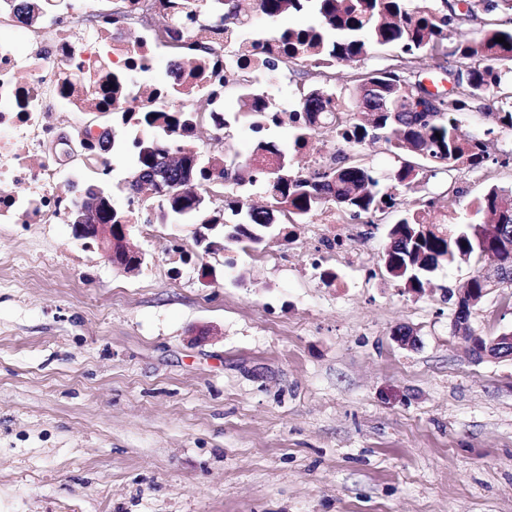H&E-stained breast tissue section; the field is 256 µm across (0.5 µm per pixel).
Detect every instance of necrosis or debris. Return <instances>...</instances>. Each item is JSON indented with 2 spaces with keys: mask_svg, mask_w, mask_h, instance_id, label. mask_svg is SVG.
<instances>
[{
  "mask_svg": "<svg viewBox=\"0 0 512 512\" xmlns=\"http://www.w3.org/2000/svg\"><path fill=\"white\" fill-rule=\"evenodd\" d=\"M143 0H52L35 24L0 26V224H62L74 201L69 187L77 183L73 154L96 158V130L78 124L83 112L106 118L109 127L133 126L143 112H166L174 92L185 95L183 111L193 100L206 102L215 130L224 128V78L244 76L251 89L243 103L253 136L279 123L302 118L287 99L275 96L278 79L268 60L279 56L282 40L251 19H224L202 13L197 0H184L167 38L155 26L137 25ZM19 32L24 51L8 40ZM205 42L203 58L181 59L173 83L160 86L155 66L172 42ZM68 84V95L58 88ZM277 99L276 111L266 103ZM26 185V194L14 191ZM361 222L329 224L305 254L313 270L333 263L355 269L364 259L352 245Z\"/></svg>",
  "mask_w": 512,
  "mask_h": 512,
  "instance_id": "4bbe7bcc",
  "label": "necrosis or debris"
}]
</instances>
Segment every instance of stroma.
Listing matches in <instances>:
<instances>
[{
  "instance_id": "35a3bbf8",
  "label": "stroma",
  "mask_w": 512,
  "mask_h": 512,
  "mask_svg": "<svg viewBox=\"0 0 512 512\" xmlns=\"http://www.w3.org/2000/svg\"><path fill=\"white\" fill-rule=\"evenodd\" d=\"M488 129L486 170L420 190L434 215L448 187L468 219L512 187V129L460 127ZM134 164L81 180L122 210ZM397 217L366 230L371 276L338 269V290L304 265L309 224L256 250L223 226L134 224L133 273L71 225L0 224V512H512V357L475 360L453 333L448 293L475 264L440 262L417 293L389 277ZM471 324L511 331L512 292Z\"/></svg>"
}]
</instances>
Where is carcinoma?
Masks as SVG:
<instances>
[{
  "mask_svg": "<svg viewBox=\"0 0 512 512\" xmlns=\"http://www.w3.org/2000/svg\"><path fill=\"white\" fill-rule=\"evenodd\" d=\"M14 17L22 22L39 13L41 0H10ZM259 18L271 25L286 13H305L315 24L290 28L282 52L272 66L289 73L299 61L315 68L344 61L355 69L349 97L318 85L302 93L296 105L300 112L314 116L336 112V155L331 163L309 177L290 172L284 154L271 141L256 140L252 155L241 162L248 177L235 176L236 185H259L269 205L247 208L249 229L241 224L225 225L230 244L248 241L258 244L262 230L274 223V214L286 224H303L308 216L328 207L357 220L368 214H385L401 209L390 229L391 245L384 255L387 272L415 291L423 288L439 261L448 258L481 262L493 258L504 275L497 288H512V189L490 187L478 198V222H457L442 229L428 221L432 199L404 201L430 179L460 166L477 169L489 155V143L478 137H463L458 126L473 114L489 115L494 98L502 91L503 77L512 75V29L503 27L500 17L512 22V0H440V7L428 0H255ZM477 22L479 37L468 39L462 28ZM504 37L505 43L495 41ZM397 50L391 62L376 68L364 67L376 46ZM438 71L451 87L422 110L425 73ZM503 128L512 129V108H498L491 114ZM193 127L183 112H147L133 129L136 150L135 174L165 164L167 151L157 147L141 154L145 134L158 127L174 133L179 127ZM383 140L403 159L394 175V191L380 187L379 180L358 162L354 152L367 143ZM225 149L211 154L204 164H195L178 178L184 180L182 193L159 199L157 218H191L203 224H217L220 217H207L206 202L198 201L214 188L224 187L229 169L224 167Z\"/></svg>",
  "mask_w": 512,
  "mask_h": 512,
  "instance_id": "1",
  "label": "carcinoma"
}]
</instances>
